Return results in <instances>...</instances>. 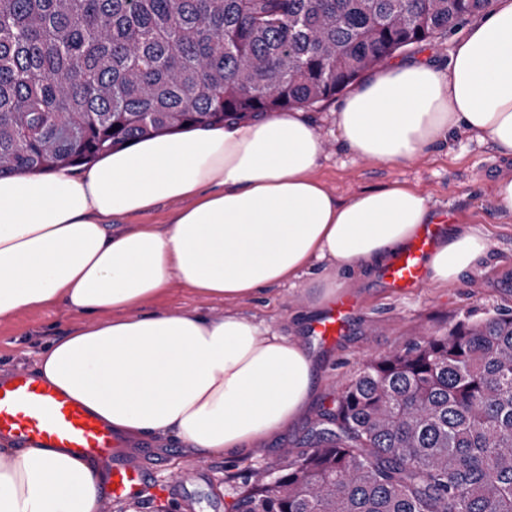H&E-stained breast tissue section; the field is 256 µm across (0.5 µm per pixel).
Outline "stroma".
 <instances>
[{"label": "stroma", "instance_id": "stroma-1", "mask_svg": "<svg viewBox=\"0 0 512 512\" xmlns=\"http://www.w3.org/2000/svg\"><path fill=\"white\" fill-rule=\"evenodd\" d=\"M338 104L334 98L308 111L323 141L316 174L327 188L349 198L367 188L408 183L429 198L435 210H449L457 219L480 224L487 238L484 257L448 287L438 288L427 281L402 295L387 287L381 272H345L347 293L356 299L357 307L349 332L331 347L318 345L307 332L318 313L311 310L303 288H277L230 307L171 284L165 294L148 303V310L221 315L232 308L263 320L280 335L307 347L316 367V388L291 425L245 453L205 459L187 451L174 436L155 437L146 445L123 451L127 462L149 470V484L133 499L103 494L98 512H226L246 474L277 463L283 450L295 454L306 450L323 414L333 407L337 388L368 355L446 334L468 316L479 319L488 312L512 310V223L501 222L491 192L496 175L512 170V159L498 156L489 144L462 129L449 137L447 147L404 163L355 159L343 152L337 140ZM78 322V316L59 306L0 319V372H33L42 347L67 335Z\"/></svg>", "mask_w": 512, "mask_h": 512}]
</instances>
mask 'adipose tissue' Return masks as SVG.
I'll list each match as a JSON object with an SVG mask.
<instances>
[{
	"mask_svg": "<svg viewBox=\"0 0 512 512\" xmlns=\"http://www.w3.org/2000/svg\"><path fill=\"white\" fill-rule=\"evenodd\" d=\"M466 129L512 157V0L468 25L447 66L368 71L340 102L352 157L402 163ZM323 146L304 112H272L143 139L74 169L0 178V319L58 305L81 318L35 374L125 441L173 435L204 458L240 452L299 414L316 382L303 345L236 311H146L179 283L233 304L372 269L438 220L403 182L344 200L317 176ZM181 207L112 234L113 218ZM460 223L427 257L444 288L483 256ZM106 477L59 448H0V512H97Z\"/></svg>",
	"mask_w": 512,
	"mask_h": 512,
	"instance_id": "obj_1",
	"label": "adipose tissue"
}]
</instances>
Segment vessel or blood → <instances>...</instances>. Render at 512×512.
<instances>
[{
  "label": "vessel or blood",
  "instance_id": "1",
  "mask_svg": "<svg viewBox=\"0 0 512 512\" xmlns=\"http://www.w3.org/2000/svg\"><path fill=\"white\" fill-rule=\"evenodd\" d=\"M442 224H428L384 267L388 287L406 293L420 287ZM356 301L340 296L311 325L312 336L322 345H332L344 336ZM11 448H61L67 452L110 465L112 495L131 498L143 488L148 475L110 455L119 441L111 427L69 396L24 371L0 380V446Z\"/></svg>",
  "mask_w": 512,
  "mask_h": 512
}]
</instances>
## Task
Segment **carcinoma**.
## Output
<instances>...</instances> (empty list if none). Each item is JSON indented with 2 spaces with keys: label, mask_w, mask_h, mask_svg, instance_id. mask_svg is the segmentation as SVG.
<instances>
[{
  "label": "carcinoma",
  "mask_w": 512,
  "mask_h": 512,
  "mask_svg": "<svg viewBox=\"0 0 512 512\" xmlns=\"http://www.w3.org/2000/svg\"><path fill=\"white\" fill-rule=\"evenodd\" d=\"M494 0H0V177L332 99ZM230 512H512V311L363 361Z\"/></svg>",
  "instance_id": "cac0c4a2"
}]
</instances>
